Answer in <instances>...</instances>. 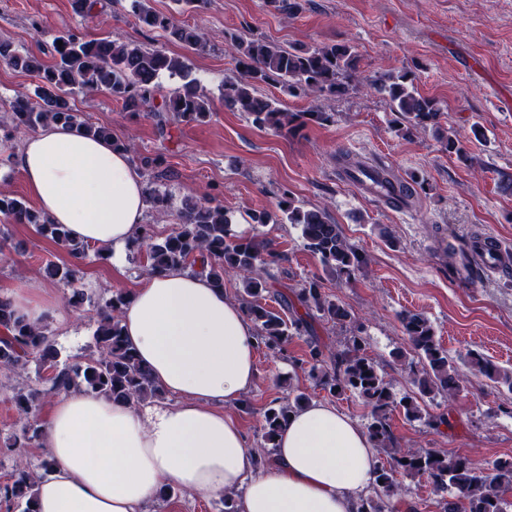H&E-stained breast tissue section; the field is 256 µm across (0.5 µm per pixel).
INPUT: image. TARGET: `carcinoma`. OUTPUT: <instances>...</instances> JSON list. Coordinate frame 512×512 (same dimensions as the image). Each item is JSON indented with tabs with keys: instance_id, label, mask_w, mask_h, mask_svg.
Here are the masks:
<instances>
[{
	"instance_id": "carcinoma-1",
	"label": "carcinoma",
	"mask_w": 512,
	"mask_h": 512,
	"mask_svg": "<svg viewBox=\"0 0 512 512\" xmlns=\"http://www.w3.org/2000/svg\"><path fill=\"white\" fill-rule=\"evenodd\" d=\"M148 2L133 0L136 18L143 28L159 29L176 42L195 50L204 49V35L197 28L174 23L154 11ZM236 46L237 66L243 70L224 82V103L245 113L259 128L293 135L309 121L324 122L329 118L328 113L319 110L287 112L276 101L255 94L259 83L279 82L293 95L341 97L363 79L358 55L347 43L285 49L258 37L238 41ZM50 54L52 60L44 61L0 39V62L37 78L33 94L22 93L10 104L9 118L17 128L56 122L92 137L112 138L109 128L89 123L76 112L71 103L76 90L105 91L131 111L147 107L153 112H171L187 124L202 122L212 112L210 98L189 78L180 56L106 37L84 40L70 33L53 40ZM163 73L178 75L183 83L156 107L155 81ZM370 82L387 99L391 111L406 122V132L431 128L448 153L463 162L469 160L463 142L440 131L439 103L417 91L412 72L404 70ZM278 209V222L300 227L305 246L326 271L349 279L361 268L364 258L347 241L340 225L330 222L323 211L305 207L286 192ZM0 215L18 224L33 225L40 235L64 247L75 258H84L91 250L89 244L71 240L63 225L50 223L22 199L0 194ZM180 220L181 224L164 237L158 236L155 225H140V233L130 247L132 258H146L148 273L174 269L204 273L218 288L224 287V276L240 277L244 309L256 326L258 339L270 351H287L293 337L312 330L310 320L315 317L342 328L356 323L354 313L324 294L316 281L299 289L295 302L283 300L278 310L262 304L267 292L264 267L273 255L270 244L265 240L232 238L222 205L189 203ZM43 272L45 277L71 287V293L65 295L67 306L76 308L84 303V292L73 287L74 269L48 261ZM125 299L124 293L117 292L99 312L94 332L96 352L82 361L62 362L48 325L29 323L16 313L9 300L0 298V369L22 370L34 358L39 367L50 371L47 389L22 387L13 395L22 434H27L29 418L48 393L74 387L133 406L162 396L122 334L120 313ZM401 323L409 352L401 350L397 356L406 360L414 391L399 400L377 364L363 353L357 337L336 352L329 366L321 343L308 342L309 374L319 385L333 397L353 392L370 408L367 434L383 459L374 466V495L362 497L357 512H399L400 475L423 477L435 491L451 493L453 500L446 503L444 512H506V494L512 492V458L500 459L489 468L466 456H448L428 448H402L393 435L389 416L398 409L409 420L422 418L420 401L437 395L452 400L469 374L512 391V368L501 367L478 352L468 353L459 365L443 348L427 317L405 313ZM305 401V396L298 395L292 404L271 406L264 411L258 462L272 460L282 425L289 413ZM25 448L18 438L7 445L16 456L15 468L10 482L0 484V499L23 505V512H37L38 478L40 472L50 471L53 462L46 456L33 466L26 458Z\"/></svg>"
}]
</instances>
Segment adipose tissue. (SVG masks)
Returning a JSON list of instances; mask_svg holds the SVG:
<instances>
[{"mask_svg": "<svg viewBox=\"0 0 512 512\" xmlns=\"http://www.w3.org/2000/svg\"><path fill=\"white\" fill-rule=\"evenodd\" d=\"M36 207L73 240L122 268L146 210L147 189L127 151L49 124L14 159ZM17 313L48 321L57 304L37 281L10 295ZM121 326L172 405L133 407L68 389L41 422L54 462L38 482V512H151L159 491L238 496V512H356L373 481L375 448L334 406L290 413L272 465H256L228 409L257 381V335L242 306L185 270L144 276Z\"/></svg>", "mask_w": 512, "mask_h": 512, "instance_id": "adipose-tissue-1", "label": "adipose tissue"}]
</instances>
